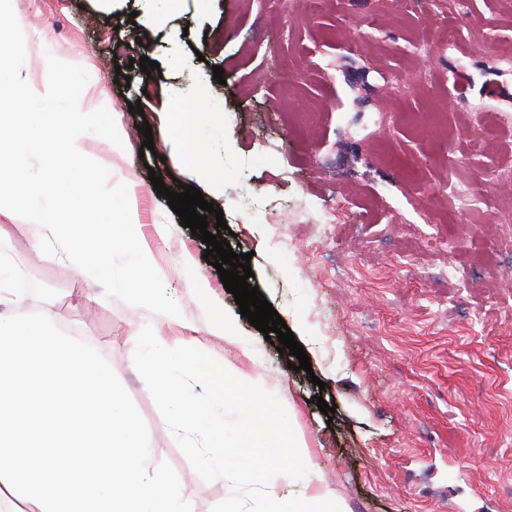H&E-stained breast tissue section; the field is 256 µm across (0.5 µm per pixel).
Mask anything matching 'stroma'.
<instances>
[{"mask_svg":"<svg viewBox=\"0 0 512 512\" xmlns=\"http://www.w3.org/2000/svg\"><path fill=\"white\" fill-rule=\"evenodd\" d=\"M468 6L451 55L434 33L455 23V10L427 15L403 0L355 9L322 0L312 15L295 0H174L149 32L130 18L145 0H14L24 71L41 80L50 55L88 69L86 101L106 103L126 130L122 153L97 135L85 153L110 182L135 183L144 235L155 220L173 224L153 249L196 348L275 393L304 436L309 473L298 483L274 478L273 498L331 500L346 512H512V249L488 254L492 238L512 239V187L493 179L512 158V72L495 67L478 33L493 25L512 47V0ZM143 56L160 75L130 67ZM387 70L402 76V97L384 84ZM195 88L203 98H189ZM136 101L142 113L129 111ZM212 101L224 128L197 140L194 123ZM391 111L398 120L373 126L374 113ZM474 111L485 125L464 127ZM145 122L154 150L144 154ZM450 150L461 168L439 164ZM153 173L171 191L199 189L215 209L208 224L223 211L233 251L252 256L251 286L311 371L289 369V353L241 316L205 243L153 189ZM331 206L335 223L321 222ZM1 224L0 250L35 284L20 312L49 314L102 354L146 424L155 461L172 465L196 512H212L231 484L192 468L132 360L145 326L172 339L182 325L106 296L71 261L43 254L27 227L0 214ZM185 253L194 258L186 273L176 264ZM190 278L209 283L208 297L188 290ZM214 316L233 321L248 347L208 332ZM320 398L333 415L320 412Z\"/></svg>","mask_w":512,"mask_h":512,"instance_id":"1","label":"stroma"}]
</instances>
